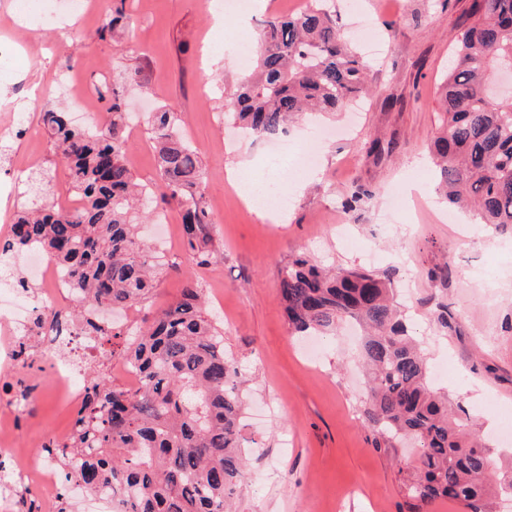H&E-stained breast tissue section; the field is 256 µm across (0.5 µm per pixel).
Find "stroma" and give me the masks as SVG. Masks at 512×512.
Wrapping results in <instances>:
<instances>
[{
    "label": "stroma",
    "mask_w": 512,
    "mask_h": 512,
    "mask_svg": "<svg viewBox=\"0 0 512 512\" xmlns=\"http://www.w3.org/2000/svg\"><path fill=\"white\" fill-rule=\"evenodd\" d=\"M205 0H87L88 19L71 13L37 33L38 49L20 70L0 78V115L28 109V91L52 87L40 105L65 104L59 74L86 78L107 72L94 123L107 120L113 93L136 116L126 133L135 177L154 182L157 160L145 118L171 105L181 133L206 165V204L214 221L216 260L204 268L183 258L180 215L165 206L164 239L153 225L143 238L162 256L153 296L126 310L123 324H139L176 301L186 280L204 290L207 308L224 332V348L243 374L242 436L248 469L238 490V512H401V482L416 449L375 448L364 412L368 376L357 353L362 331L347 323L336 334H292L278 294V272L299 253L314 263L365 268L390 277L407 323L432 371V387L447 394L457 417L471 423L489 448L494 478L512 471V442H499V410L512 408V227L475 223L434 192L429 149L438 97L469 0H335L336 22L368 57L372 93L344 111L294 123L287 138L295 151L312 152L308 181L295 189L297 168L271 163V142L237 136L225 121L230 93L247 71L234 52L211 60L216 34L235 46L254 45L263 22L259 8L248 25L228 12L216 23ZM134 21L99 37L113 11ZM34 126L0 145V188H7L15 153L40 157L51 200L76 201L53 148ZM250 162L266 183L291 199L286 221L272 224L238 195L228 172ZM420 182L421 202L395 205L398 193ZM365 197L347 201L355 191ZM447 266L446 279L433 278ZM79 403L43 397L19 439L40 448L72 426Z\"/></svg>",
    "instance_id": "obj_1"
}]
</instances>
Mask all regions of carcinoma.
Instances as JSON below:
<instances>
[{
	"label": "carcinoma",
	"instance_id": "obj_1",
	"mask_svg": "<svg viewBox=\"0 0 512 512\" xmlns=\"http://www.w3.org/2000/svg\"><path fill=\"white\" fill-rule=\"evenodd\" d=\"M453 55L431 143L436 191L450 204H474L480 224L512 225V97L486 93L497 69L512 66V0H471ZM367 91V65L330 5L308 0L298 13L265 21L255 71L224 116L258 138H276L304 110L336 112ZM107 112L112 118L93 131L73 127L65 112L39 113L81 203L64 210L44 196L24 206L0 254L37 244L64 269L82 304L131 309L153 293L151 273L161 262L132 224L147 187L127 161L128 116L116 91ZM148 124L158 166L152 194L180 210L187 260L208 265L216 253L202 160L181 138L175 107L153 113ZM279 291L297 333H328L345 320L366 329L365 412L384 443L411 438L418 447L406 498L490 512L489 449L468 438L465 423L452 419L447 400L432 390L390 281L360 269L326 270L300 254L280 270ZM204 304L199 289L186 288L152 320L128 329L112 355L138 372L139 386L120 387L105 369L93 371L69 440L43 445L65 480L121 493L118 512H233L245 477L241 372ZM41 318L98 331L86 310Z\"/></svg>",
	"mask_w": 512,
	"mask_h": 512
}]
</instances>
